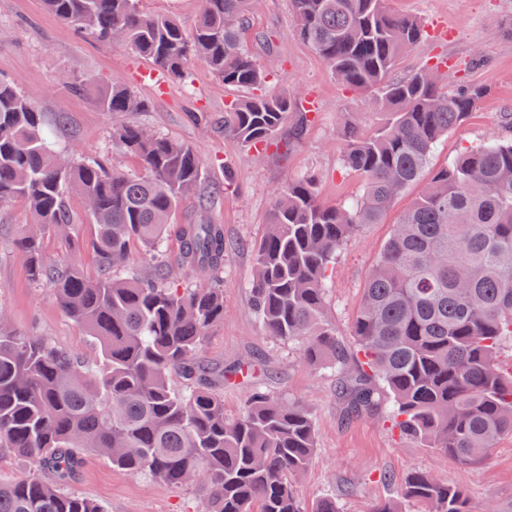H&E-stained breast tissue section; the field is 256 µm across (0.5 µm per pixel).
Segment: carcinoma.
<instances>
[{
  "label": "carcinoma",
  "instance_id": "cac0c4a2",
  "mask_svg": "<svg viewBox=\"0 0 512 512\" xmlns=\"http://www.w3.org/2000/svg\"><path fill=\"white\" fill-rule=\"evenodd\" d=\"M61 23L104 41L121 39L173 81L194 62L224 84L263 85L247 40L252 0H202L191 31L142 13L138 0H43ZM299 35L336 78L379 93L385 114L373 133L346 131L341 164L363 183L360 198L326 206L315 180L276 190L268 229L254 249L251 306L265 335L299 345L308 365L336 370L348 413L387 411L391 427L465 465L512 435V370L497 361L512 341V136L470 147L437 171L393 224L368 276L347 348L326 319L331 265L343 247L379 224L420 180L438 142L461 125L490 87L450 91L422 71L391 78L423 39L420 22L388 0H289ZM106 112L146 103L122 84L99 98ZM286 92L253 95L224 113V131L250 146L270 143L293 109ZM136 156L137 174L96 161L63 160L43 132L41 112L0 80V205L25 201L37 231L16 246L29 275L53 287L62 311L84 327L95 363L39 336L0 327V447L36 473L0 482V512H103L68 491L87 453L112 467L171 485L191 479L203 512H342L327 496L302 509L296 479L316 449L312 414L270 395L253 362L208 364L200 349L224 318L222 289L174 287L161 241L180 201L197 190L202 166L179 142L139 128L112 133ZM79 193L95 228L99 273L86 277L50 260L42 238L71 224L68 191ZM178 264L217 284L224 272V225L178 224ZM148 248L155 271L116 276L130 247ZM185 389L177 391L172 379ZM252 383L245 410L224 414V383ZM475 512L459 485L414 471L398 499L372 512Z\"/></svg>",
  "mask_w": 512,
  "mask_h": 512
}]
</instances>
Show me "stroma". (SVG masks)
Masks as SVG:
<instances>
[{
	"mask_svg": "<svg viewBox=\"0 0 512 512\" xmlns=\"http://www.w3.org/2000/svg\"><path fill=\"white\" fill-rule=\"evenodd\" d=\"M389 8L419 19L426 36L403 57L394 78L442 62L448 88L488 85L490 95L469 119L438 145L423 174L453 160L465 147L503 134L512 113V0H389ZM255 30L269 40L253 52L269 92L296 97L306 121L290 115L278 132L279 145L252 147L224 131V111L245 90L224 83L203 64L190 66L181 81L157 73L151 61L122 41H102L61 24L43 0H0V79L26 95L43 116V127L66 157L94 159L109 168L139 171L137 158L112 139L115 128L133 125L188 145L202 164L200 190L214 193L207 213L196 199L183 202L173 217L184 224L197 216L224 227L227 249L220 286L224 318L212 327L201 354L211 364L231 366L249 357L283 400L307 408L315 421L316 450L297 481L304 505L331 495L343 512H372L396 495L413 471L427 470L441 481L463 486L473 508L492 501L496 512H512V435L498 439L481 463L462 465L445 453L423 447L392 429L384 414L350 417L329 368H312L294 343L265 336L251 309L249 285L254 248L265 233L274 191L290 179L314 176L320 203L333 205L360 196L362 183L340 161L342 120L367 132L383 115L372 93L343 85L296 32L289 0H258ZM88 79L74 94L72 78ZM120 83L148 105L143 112H106L97 104L101 89ZM412 186L399 196L382 223L369 225L341 250L330 274L326 315L338 338L353 346V319L368 275L392 226L419 193ZM73 215L69 236L48 235L43 251L68 259L89 277L98 273L90 241L94 233L83 198L68 197ZM21 200L0 206V308L8 329L47 337L56 346L93 356L90 340L60 309L48 285L34 283L29 259L13 240L31 223ZM71 488L103 506L105 512H202L203 493L193 484L172 486L149 475L113 468L90 455Z\"/></svg>",
	"mask_w": 512,
	"mask_h": 512,
	"instance_id": "35a3bbf8",
	"label": "stroma"
}]
</instances>
